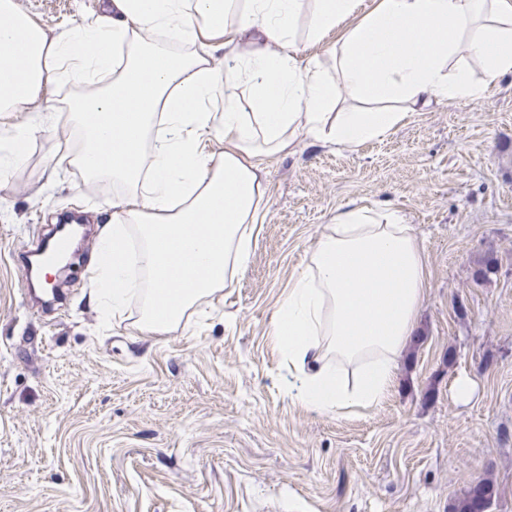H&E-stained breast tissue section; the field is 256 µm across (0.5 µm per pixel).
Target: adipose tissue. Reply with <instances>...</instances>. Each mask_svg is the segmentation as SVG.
I'll use <instances>...</instances> for the list:
<instances>
[{"mask_svg":"<svg viewBox=\"0 0 512 512\" xmlns=\"http://www.w3.org/2000/svg\"><path fill=\"white\" fill-rule=\"evenodd\" d=\"M332 33L333 67L306 57ZM509 74L512 0H104L94 23L60 36L0 0V112L69 113L80 144L66 163L113 187L93 293L105 315L138 295L141 331L178 329L234 286L271 157L305 139L359 146ZM69 84L82 94L47 98ZM345 90L356 104L343 110ZM424 294L397 212L337 210L272 321L290 400L336 414L381 405Z\"/></svg>","mask_w":512,"mask_h":512,"instance_id":"obj_1","label":"adipose tissue"}]
</instances>
